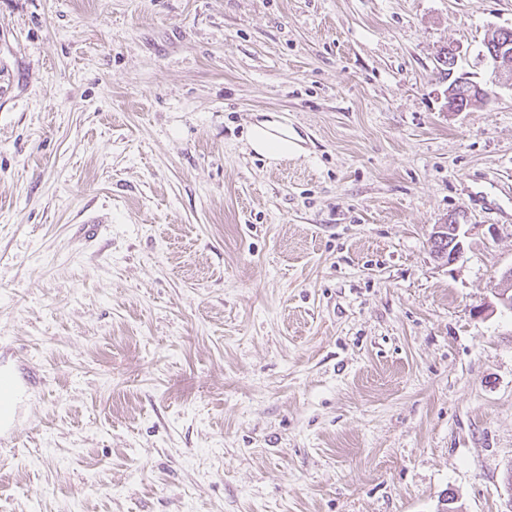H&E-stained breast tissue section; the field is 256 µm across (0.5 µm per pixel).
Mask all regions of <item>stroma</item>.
<instances>
[{"label":"stroma","instance_id":"stroma-1","mask_svg":"<svg viewBox=\"0 0 512 512\" xmlns=\"http://www.w3.org/2000/svg\"><path fill=\"white\" fill-rule=\"evenodd\" d=\"M499 28L0 0V512H512V88L449 111L438 62L485 83ZM279 131L281 135L273 131ZM251 144L254 150L271 158H280L295 154L293 139L288 138V131L277 129L272 121H260L250 132ZM446 225L447 224L437 225V227L435 228V231L433 232L432 239L434 241L437 240L438 242H440V240L443 239V242H446V236L443 233L448 232V241L445 245V246H448L450 244V242L453 240V237H451V236H453L452 233L455 231V229L452 227L451 224H449L448 226H446ZM458 239H459V236H456L455 240L453 241V243H451L448 246V248L442 250L438 256H437V254H435V256L438 259L445 261L446 263H451V262L455 261L458 258L459 254L461 253L462 244L459 241L457 243L455 249L452 252H451V250H452L451 247L458 241ZM449 249H450L451 253L449 255H447V251H449ZM15 397V390L11 379L0 372V433L3 428L11 423V415L8 410L10 402Z\"/></svg>","mask_w":512,"mask_h":512}]
</instances>
